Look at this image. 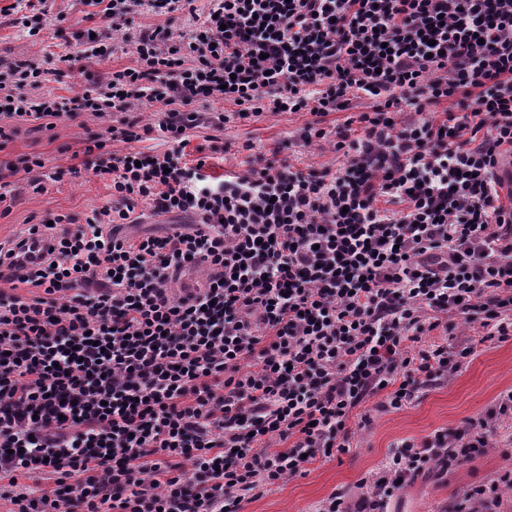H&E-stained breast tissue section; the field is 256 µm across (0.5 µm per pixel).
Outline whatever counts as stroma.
I'll return each instance as SVG.
<instances>
[{
  "mask_svg": "<svg viewBox=\"0 0 512 512\" xmlns=\"http://www.w3.org/2000/svg\"><path fill=\"white\" fill-rule=\"evenodd\" d=\"M14 4L15 0H0V62L35 60L47 72L41 93L60 99L73 96L80 89V79L65 59L80 49L76 32L97 28V21L85 19L79 0H49L45 28L33 35L27 27L12 25L4 16V9ZM207 109L231 116L220 133L227 149L218 173L245 174L251 154L268 153L284 145L299 169L335 172L343 167L342 154L327 141L298 146L300 134L312 120L309 113L264 112L242 120L235 117L236 107L229 102L211 103ZM105 128L102 122L88 130L67 122L58 123L51 130L21 123L12 141L0 151V159L39 155L52 166L72 164L84 151L88 131L101 132ZM246 142L252 143V151L243 150ZM111 194L109 181L96 177L75 183L50 181L41 194L20 190L10 212L0 215V240L14 237L25 225L57 214L86 218L105 206ZM467 334L478 340L479 347L457 374L422 389L400 412L373 410L365 423L359 416H352L349 451L316 462L306 476L244 502L243 512H317L321 501L339 490L344 492L347 503H355L362 493V478L385 461L398 441L420 440L437 429L483 414L501 391L512 389V338L484 343L480 340L481 329L475 326L468 328ZM507 427L500 447L468 464L459 475L446 476L435 467L413 479L393 497L392 512H449L462 484L483 482L500 470L512 469V420Z\"/></svg>",
  "mask_w": 512,
  "mask_h": 512,
  "instance_id": "1",
  "label": "stroma"
}]
</instances>
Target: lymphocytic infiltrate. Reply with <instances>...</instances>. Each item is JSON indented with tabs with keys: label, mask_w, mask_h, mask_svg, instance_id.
<instances>
[{
	"label": "lymphocytic infiltrate",
	"mask_w": 512,
	"mask_h": 512,
	"mask_svg": "<svg viewBox=\"0 0 512 512\" xmlns=\"http://www.w3.org/2000/svg\"><path fill=\"white\" fill-rule=\"evenodd\" d=\"M102 25L81 57L103 61L130 15L187 13L189 36L149 28L134 66L80 70L81 88L39 94L34 61L0 65V150L16 123L114 117L88 134L80 164L0 160V207L12 179L109 181L112 201L0 242V500L10 512H241L245 501L349 449V421L370 397L401 410L455 375L484 340L512 338V207L497 169L512 155V0H82ZM365 100L355 124L318 121ZM453 101L454 110L440 111ZM239 117L310 113L306 147L327 139L337 172H304L255 155L214 177L221 145L189 131ZM152 106L150 119L136 109ZM162 131L170 147L137 149ZM129 144L114 152L113 142ZM194 217L191 229L120 236L138 209ZM50 246L16 261L25 236ZM205 268L202 292L172 275ZM512 392L484 415L402 440L318 512H384L395 492L442 460L446 473L497 445ZM192 470L179 471L177 460ZM53 480L51 492L37 486ZM512 470L470 485L452 512H501Z\"/></svg>",
	"instance_id": "lymphocytic-infiltrate-1"
}]
</instances>
